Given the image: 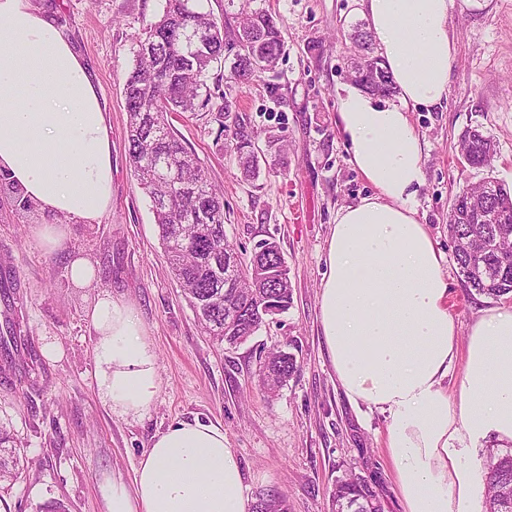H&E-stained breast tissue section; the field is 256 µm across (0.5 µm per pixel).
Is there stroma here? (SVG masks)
Masks as SVG:
<instances>
[{
	"label": "stroma",
	"mask_w": 512,
	"mask_h": 512,
	"mask_svg": "<svg viewBox=\"0 0 512 512\" xmlns=\"http://www.w3.org/2000/svg\"><path fill=\"white\" fill-rule=\"evenodd\" d=\"M57 18L85 60L104 100L112 139V202L97 224H74L63 249L43 248L32 229L43 213L12 208L0 192V289L16 288L22 304L0 297V327L20 319L39 356L23 392L0 383V423L20 445V477L0 489V512H39L59 499L69 512H107L113 481L132 484L139 459L154 438L177 421L221 425L242 472V494L255 503L273 490L285 512H331L337 479L361 475L380 496L383 512H404L385 448L384 414L352 401L331 364L320 322L327 241L337 212L372 195L350 162L336 123L338 95L352 82L356 54L350 35L365 23L360 0H256L279 19L283 53L273 72L233 86L231 95L257 135L272 133L285 150L244 180L217 122L175 121L213 184L224 190V231L240 251L263 240L279 245L293 288L291 307L238 347L220 346L199 327L173 280L154 222L152 203L131 167L124 103L125 75L145 22L164 0H35ZM451 85L442 105L414 109L410 120L424 143L423 181L415 197L441 252L449 310L466 346L483 311L512 309V300L468 293L453 259L448 218L462 189L493 179L512 189V0L481 9L454 7ZM469 128L490 136V167L460 161ZM89 257L96 278L74 288L70 255ZM108 293L132 305L154 351L159 390L140 413L111 408L99 396L95 332L87 310ZM275 347L295 354L300 369L276 394L260 390L257 358Z\"/></svg>",
	"instance_id": "1"
}]
</instances>
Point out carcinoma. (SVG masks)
<instances>
[{"instance_id": "carcinoma-1", "label": "carcinoma", "mask_w": 512, "mask_h": 512, "mask_svg": "<svg viewBox=\"0 0 512 512\" xmlns=\"http://www.w3.org/2000/svg\"><path fill=\"white\" fill-rule=\"evenodd\" d=\"M202 0H166L162 14L143 25L135 63L124 81L128 114V153L137 183L150 198L155 224L170 272L188 300L204 333L222 344L254 335L263 324L260 305L268 301L283 313L291 306L289 278L269 275L284 264L277 242L263 241L248 258L224 242V192L209 180L196 154L176 135L173 114L196 115L211 103L208 85L214 65L236 50L228 73L216 82L237 85L272 70L283 42L279 21L263 9L250 13L230 11L227 0L222 17L201 6ZM361 55L370 59L378 81L359 83L381 96L394 93V83L381 57L369 52L372 35L358 30L353 36ZM218 122L236 154L241 175L255 180L260 173L255 137L237 110L234 98L221 94ZM469 166L488 167L497 153L494 141L478 129L466 131L460 144ZM479 205L464 202L452 210L448 237L454 260L467 289L492 300L512 295V192L494 181L474 189ZM235 258L232 274L247 280L241 291L251 297L239 301L236 322L224 314V256ZM37 361L36 353L22 347L20 325L6 322L0 333V377H23ZM295 354L267 351L259 357L258 378L273 393L298 372ZM20 456L15 434L0 423V483L17 479ZM486 512H503L512 505V448L490 453L487 460ZM332 512H382L373 487L349 474L336 481L330 493ZM278 493L259 495L253 512H283Z\"/></svg>"}]
</instances>
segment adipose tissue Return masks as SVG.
<instances>
[{"label":"adipose tissue","instance_id":"ef3b65f1","mask_svg":"<svg viewBox=\"0 0 512 512\" xmlns=\"http://www.w3.org/2000/svg\"><path fill=\"white\" fill-rule=\"evenodd\" d=\"M362 0L399 92L393 104L346 86L338 125L350 162L375 193L342 208L328 239L321 325L336 377L388 421L386 448L406 512H475L478 476L464 450L488 433L512 440V309L470 328L457 398L444 387L456 359L441 253L414 205L423 147L411 109L449 94L454 3ZM0 174L56 223L34 233L63 248L70 224H97L112 194L111 141L98 88L55 19L32 0H0ZM101 397L138 413L158 389L155 356L129 304L98 295L88 310ZM238 460L221 427L172 424L135 470L113 482L109 512H248Z\"/></svg>","mask_w":512,"mask_h":512}]
</instances>
